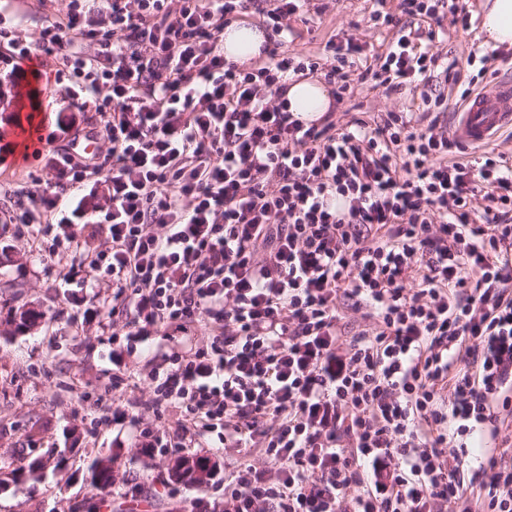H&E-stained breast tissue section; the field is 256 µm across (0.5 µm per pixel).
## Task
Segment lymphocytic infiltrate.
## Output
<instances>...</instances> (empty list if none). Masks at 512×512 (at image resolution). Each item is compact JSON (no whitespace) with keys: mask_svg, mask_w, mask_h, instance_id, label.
Returning a JSON list of instances; mask_svg holds the SVG:
<instances>
[{"mask_svg":"<svg viewBox=\"0 0 512 512\" xmlns=\"http://www.w3.org/2000/svg\"><path fill=\"white\" fill-rule=\"evenodd\" d=\"M255 0H70L36 46L67 72L80 111L104 115V161L76 149L44 155L51 182L31 193L57 223L88 224L106 251H85L133 303L127 341L204 324L205 347L166 356L155 405L184 410L177 433H139L145 448H182L190 429L261 448L223 499L197 512H512V462L483 436L512 428V162L495 151L454 161L448 99L380 120L286 110L290 77L321 74L337 99L369 83L397 92L436 80L458 101L477 78L435 51L446 0L373 9L401 17L376 64L359 38L328 40L322 60L263 45L246 66L224 56V29ZM450 7V6H447ZM468 27L465 7H450ZM375 326L346 337L341 300Z\"/></svg>","mask_w":512,"mask_h":512,"instance_id":"1","label":"lymphocytic infiltrate"}]
</instances>
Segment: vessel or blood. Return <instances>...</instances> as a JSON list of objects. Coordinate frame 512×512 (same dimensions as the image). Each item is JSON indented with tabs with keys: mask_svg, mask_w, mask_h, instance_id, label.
<instances>
[{
	"mask_svg": "<svg viewBox=\"0 0 512 512\" xmlns=\"http://www.w3.org/2000/svg\"><path fill=\"white\" fill-rule=\"evenodd\" d=\"M512 132V79L492 82L472 96L455 114L453 134L461 142L479 146L500 133Z\"/></svg>",
	"mask_w": 512,
	"mask_h": 512,
	"instance_id": "b4317fda",
	"label": "vessel or blood"
}]
</instances>
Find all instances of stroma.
I'll return each instance as SVG.
<instances>
[{
  "label": "stroma",
  "instance_id": "stroma-1",
  "mask_svg": "<svg viewBox=\"0 0 512 512\" xmlns=\"http://www.w3.org/2000/svg\"><path fill=\"white\" fill-rule=\"evenodd\" d=\"M69 0H0V27L11 30L24 43H35L41 26L67 9ZM481 0H468V30L444 22L447 41L439 49L449 59L466 60L483 47L479 35ZM373 0H309L301 17L292 23L289 50L321 56L331 36L356 33L372 54H384L394 41L393 29L371 27ZM38 80L30 81L32 102L28 111L39 116V135L55 137L67 145L60 131L68 106L66 83L56 82L53 62L37 63ZM0 64V512H83V500L95 499L99 512H189L195 498H223L224 480L241 464L263 467L256 448H221L216 433L197 431L195 447L158 448L144 453L131 423L162 422L174 427L179 411L157 414L153 405L155 382L151 359L175 344L198 348L207 341L206 330L190 337L153 335L127 346L121 333L132 309L112 312V291L103 270L80 263L81 242L88 227L73 225L77 247L58 250L49 238H37L32 228L18 223L19 206L35 179L50 180L34 156L20 157L12 136V118L20 98ZM368 116L390 111H417L421 89L389 93L381 87L360 85L352 102ZM35 313V321L18 327L15 315ZM126 383L113 387L112 380ZM214 462L220 479L196 488L172 481L176 460L188 454ZM50 460L42 477L15 491L11 469L24 466L29 457ZM111 457L114 486L127 481L142 485L140 500L94 494L89 464Z\"/></svg>",
  "mask_w": 512,
  "mask_h": 512
}]
</instances>
